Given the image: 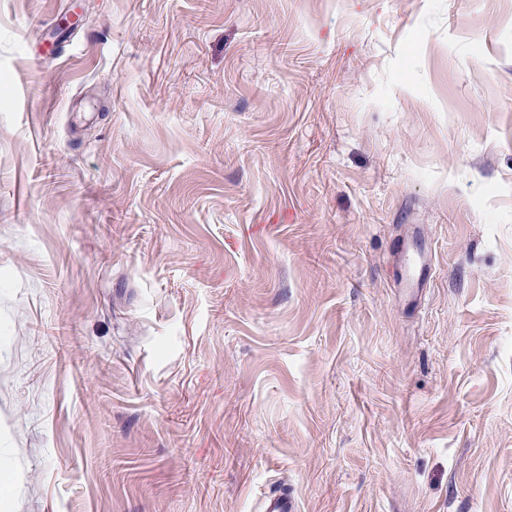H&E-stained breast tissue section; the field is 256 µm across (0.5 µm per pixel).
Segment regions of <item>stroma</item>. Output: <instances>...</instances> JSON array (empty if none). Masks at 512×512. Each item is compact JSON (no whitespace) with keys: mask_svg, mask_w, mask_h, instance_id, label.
I'll return each mask as SVG.
<instances>
[{"mask_svg":"<svg viewBox=\"0 0 512 512\" xmlns=\"http://www.w3.org/2000/svg\"><path fill=\"white\" fill-rule=\"evenodd\" d=\"M0 459V512H512V0H0ZM263 512H299L298 499L292 488L284 486L269 494L262 503Z\"/></svg>","mask_w":512,"mask_h":512,"instance_id":"stroma-1","label":"stroma"}]
</instances>
